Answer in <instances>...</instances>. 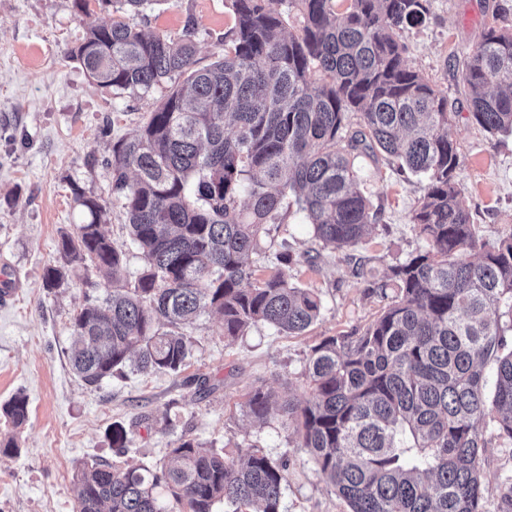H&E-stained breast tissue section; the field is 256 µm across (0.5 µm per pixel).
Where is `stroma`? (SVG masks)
Listing matches in <instances>:
<instances>
[{
  "mask_svg": "<svg viewBox=\"0 0 512 512\" xmlns=\"http://www.w3.org/2000/svg\"><path fill=\"white\" fill-rule=\"evenodd\" d=\"M431 15L406 30V62L448 97V127L461 164L457 171L463 207L488 242L512 234V134L490 136L472 122L456 71L487 27H512V0H430ZM198 24L201 64L224 54L232 24L229 0H156L139 25L155 34L180 33L186 16ZM111 9L91 0L88 14L72 0H0V269L14 288L0 301V405L13 394L29 400L21 430L0 416V440L14 436L16 457L0 460V512H75L76 474L93 460L123 467L167 459L181 435L218 450L257 448L272 458L288 456V483L281 512H348L321 480L315 466L293 449L280 415L254 423L246 395L263 387L296 396L305 391L302 371L313 346L349 335L374 319L383 299L368 294L353 275L365 263L379 279L425 242L411 224L422 183L403 181L365 161V188L383 221L355 248L322 251L316 265L288 271L291 283L319 291L323 309L302 335L289 336L259 324L225 341L217 317L205 315L187 329L192 356L178 375L128 372L126 378L86 384L70 364L72 318L88 296H104L94 270L70 269L67 283L43 286L47 266L58 264L57 243L83 223L75 192L107 201L105 234L127 253L126 277L144 262L130 243L125 216L111 202L112 146L143 126L165 87L148 98L115 96L93 84L66 54L88 28L109 22ZM205 379L198 388L197 379ZM149 415L152 425L139 424ZM119 422L130 432L127 455L112 452L108 431ZM480 456L484 512H500V485L512 476V444L486 430Z\"/></svg>",
  "mask_w": 512,
  "mask_h": 512,
  "instance_id": "1",
  "label": "stroma"
}]
</instances>
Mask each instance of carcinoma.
I'll return each instance as SVG.
<instances>
[{"instance_id":"obj_1","label":"carcinoma","mask_w":512,"mask_h":512,"mask_svg":"<svg viewBox=\"0 0 512 512\" xmlns=\"http://www.w3.org/2000/svg\"><path fill=\"white\" fill-rule=\"evenodd\" d=\"M98 2L112 7V21L90 29L69 58L116 95L168 90L138 134L112 145V202L144 258L134 283L125 252L101 229L104 205L81 192L74 202L86 221L61 235L63 264L45 270L48 289L73 264L107 281L103 303L89 300L73 317V370L89 385L129 367L177 375L191 355L186 329L209 314L227 340L259 323L304 333L322 301L288 281L298 257L281 244L278 267L263 277L249 257L292 206L322 248L357 246L382 220L361 177L369 158L424 178L411 223L426 246L387 281L356 268L388 303L356 333L312 347L304 397L259 388L245 408L263 424L278 411L348 512H483L479 454L490 412L512 441V233L480 241L459 201L454 113L405 63L401 33L425 22L428 0H279L278 9L230 0L224 56L205 66L194 19L177 36L152 34L129 17L155 0ZM459 80L476 125L512 132L511 28H488ZM0 413L22 427L27 396L15 394ZM109 438L117 455L129 452L123 424ZM170 453L171 465L84 464L77 512H215L221 503L280 512L288 454H221L184 436Z\"/></svg>"}]
</instances>
